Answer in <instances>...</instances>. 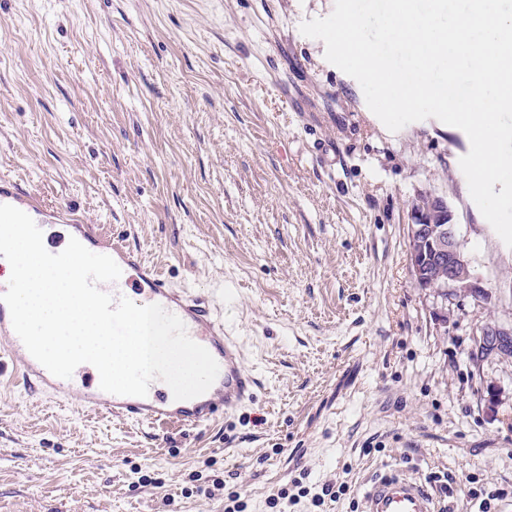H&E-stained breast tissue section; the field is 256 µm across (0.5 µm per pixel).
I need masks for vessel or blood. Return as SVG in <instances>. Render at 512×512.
<instances>
[{"label": "vessel or blood", "instance_id": "vessel-or-blood-1", "mask_svg": "<svg viewBox=\"0 0 512 512\" xmlns=\"http://www.w3.org/2000/svg\"><path fill=\"white\" fill-rule=\"evenodd\" d=\"M0 204L24 211L42 229L52 224L67 225L73 237L88 250L112 257L121 269V276L116 282L104 284V291L140 306L158 304L177 315L188 335L204 346L219 364L213 385L192 399L172 398L157 380L143 397L110 394L101 390L99 377L82 366L75 369L71 378L53 376L27 351L13 329L8 306L0 301V354L18 363L27 387L45 385L59 400L87 410L103 409L148 426L174 420L197 428L234 416L254 399L260 381L246 369L229 328L210 301L176 287L124 240L100 236L95 225L66 208L46 204L6 176L0 178ZM361 512H439V508L423 482L395 472L374 479L362 490Z\"/></svg>", "mask_w": 512, "mask_h": 512}]
</instances>
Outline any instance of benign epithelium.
I'll use <instances>...</instances> for the list:
<instances>
[{"label":"benign epithelium","instance_id":"benign-epithelium-1","mask_svg":"<svg viewBox=\"0 0 512 512\" xmlns=\"http://www.w3.org/2000/svg\"><path fill=\"white\" fill-rule=\"evenodd\" d=\"M408 235V261L416 287L444 297L451 293L475 301L487 299V290L461 249L459 225L443 197L424 194L416 199ZM471 352L512 360V326L492 322L481 326Z\"/></svg>","mask_w":512,"mask_h":512}]
</instances>
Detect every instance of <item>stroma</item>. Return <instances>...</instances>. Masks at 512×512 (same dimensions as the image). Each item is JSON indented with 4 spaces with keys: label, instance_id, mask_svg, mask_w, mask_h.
<instances>
[{
    "label": "stroma",
    "instance_id": "stroma-1",
    "mask_svg": "<svg viewBox=\"0 0 512 512\" xmlns=\"http://www.w3.org/2000/svg\"><path fill=\"white\" fill-rule=\"evenodd\" d=\"M334 0H0V175L119 235L212 301L260 380L231 418L139 426L0 373V512H353L377 475L512 504V248L472 200L459 128L389 131L303 21ZM443 196L486 300L416 288L408 226ZM449 308L448 321L436 317ZM340 502L315 505L327 482ZM472 355L493 356L499 360H512V325L506 327L489 322L474 335ZM508 493L504 490L487 493L485 488L480 486L479 488L473 487L469 490V511L470 512H491L492 503L491 501L503 500L507 497Z\"/></svg>",
    "mask_w": 512,
    "mask_h": 512
}]
</instances>
